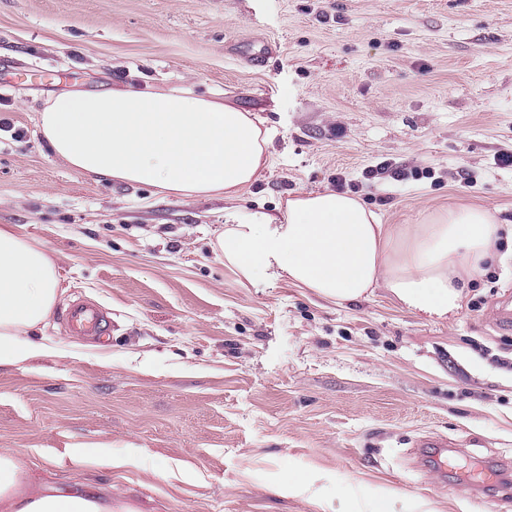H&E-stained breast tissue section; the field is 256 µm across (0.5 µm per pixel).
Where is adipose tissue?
I'll return each mask as SVG.
<instances>
[{
    "label": "adipose tissue",
    "mask_w": 512,
    "mask_h": 512,
    "mask_svg": "<svg viewBox=\"0 0 512 512\" xmlns=\"http://www.w3.org/2000/svg\"><path fill=\"white\" fill-rule=\"evenodd\" d=\"M50 150L106 181L181 197H239L270 165L271 133L252 113L179 88L71 91L40 115ZM285 222L256 213L225 225L217 243L245 279L277 276L339 303L385 286L408 310L438 318L462 307L461 285L496 254L502 226L483 207L456 206L429 223L393 229L358 197L306 193L288 198ZM59 298L58 271L28 239L0 227V366L42 354L34 330ZM5 512H112L111 499L76 489L29 488L16 456L0 451Z\"/></svg>",
    "instance_id": "1"
}]
</instances>
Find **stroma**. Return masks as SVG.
<instances>
[{
  "mask_svg": "<svg viewBox=\"0 0 512 512\" xmlns=\"http://www.w3.org/2000/svg\"><path fill=\"white\" fill-rule=\"evenodd\" d=\"M135 82L263 119L269 168L239 198H184L96 180L42 140L53 96ZM507 154L512 0H0V225L61 291L46 353L0 368V450L33 483L107 489L114 512H375L382 489L390 512H512L460 486L512 458V329L495 323L512 255L439 320L383 287L339 306L249 281L215 248L230 219L340 177L385 224L475 205L511 228ZM79 299L111 312L107 343L62 321ZM428 436L454 446L447 471L419 462Z\"/></svg>",
  "mask_w": 512,
  "mask_h": 512,
  "instance_id": "stroma-1",
  "label": "stroma"
}]
</instances>
